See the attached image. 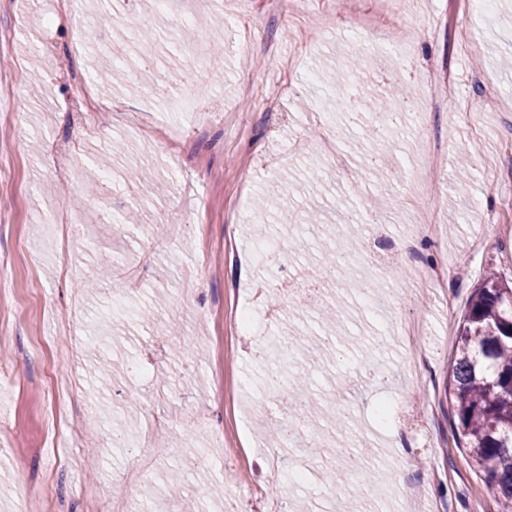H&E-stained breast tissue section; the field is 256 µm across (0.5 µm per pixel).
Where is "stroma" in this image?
<instances>
[{
    "instance_id": "35a3bbf8",
    "label": "stroma",
    "mask_w": 512,
    "mask_h": 512,
    "mask_svg": "<svg viewBox=\"0 0 512 512\" xmlns=\"http://www.w3.org/2000/svg\"><path fill=\"white\" fill-rule=\"evenodd\" d=\"M194 2L192 18L223 17L221 50L184 46L161 0H82L76 15L65 0H0V512H184L203 481L222 493L199 512L233 499L242 512H401L407 483L426 486V512H497L457 445L448 370L472 289L490 268L512 279V172H500L512 0L484 12L470 0ZM130 19L164 32L130 42ZM109 44L129 50L117 89L96 78ZM351 54L370 90L406 91L409 122L380 146L376 176L355 147L375 99L339 110L334 85L311 80ZM142 55L179 69L208 59L194 111L179 109L177 77L140 69ZM88 87L84 121L70 105ZM434 137L443 159L417 180L420 142ZM116 140L126 152L95 189L87 167ZM313 141L343 167L312 155ZM142 168L166 182L162 196H143ZM277 190L321 215L324 239L352 213L383 211L378 234H358L361 261L331 267L310 247L287 263L316 270L338 308L333 356L302 368L311 406L344 411L345 425L303 424L301 451L268 433L297 416L269 389L292 370L271 348L317 324L283 297L288 279L251 258L259 241L293 238L283 212L256 208ZM184 212L200 235L158 221ZM55 224L73 227L65 262ZM145 224L158 232L142 235ZM423 263L447 267L426 294L412 283ZM244 307L263 315L261 334L235 326ZM365 470L377 496L358 493Z\"/></svg>"
}]
</instances>
